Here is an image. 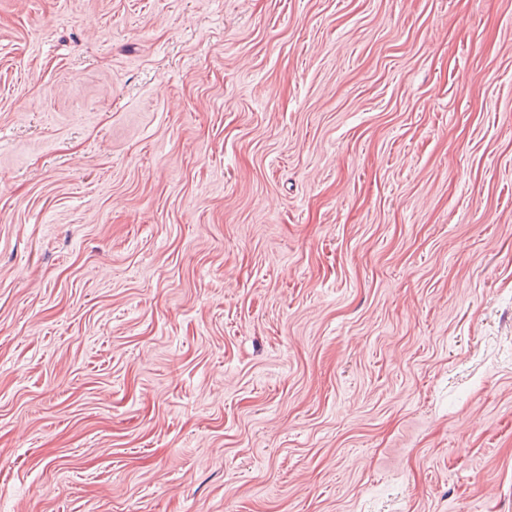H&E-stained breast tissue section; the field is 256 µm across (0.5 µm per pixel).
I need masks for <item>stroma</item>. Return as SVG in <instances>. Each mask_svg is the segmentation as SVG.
Returning <instances> with one entry per match:
<instances>
[{
  "instance_id": "35a3bbf8",
  "label": "stroma",
  "mask_w": 512,
  "mask_h": 512,
  "mask_svg": "<svg viewBox=\"0 0 512 512\" xmlns=\"http://www.w3.org/2000/svg\"><path fill=\"white\" fill-rule=\"evenodd\" d=\"M0 512H512V0H0Z\"/></svg>"
}]
</instances>
